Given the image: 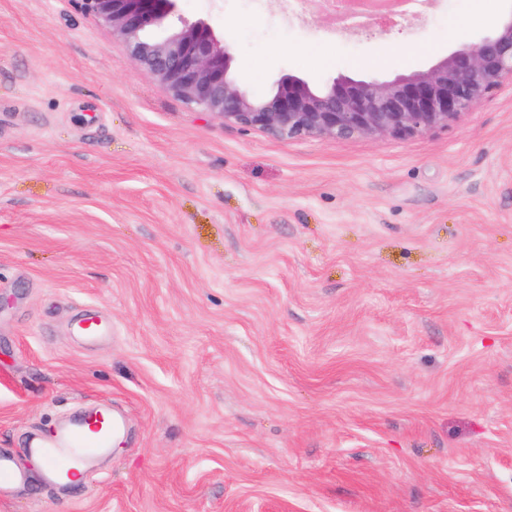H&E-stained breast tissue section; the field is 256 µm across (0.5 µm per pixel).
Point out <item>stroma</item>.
Segmentation results:
<instances>
[{
    "mask_svg": "<svg viewBox=\"0 0 512 512\" xmlns=\"http://www.w3.org/2000/svg\"><path fill=\"white\" fill-rule=\"evenodd\" d=\"M178 12L262 92L428 69L512 0ZM105 402L111 455L0 512H512V82L424 136L279 140L73 0H0V453Z\"/></svg>",
    "mask_w": 512,
    "mask_h": 512,
    "instance_id": "obj_1",
    "label": "stroma"
}]
</instances>
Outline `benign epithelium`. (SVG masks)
<instances>
[{
    "mask_svg": "<svg viewBox=\"0 0 512 512\" xmlns=\"http://www.w3.org/2000/svg\"><path fill=\"white\" fill-rule=\"evenodd\" d=\"M73 2L191 109L282 140L413 138L460 120L512 80V17L425 71L384 82L288 76L256 94L240 85L230 46L206 20L179 16L177 0Z\"/></svg>",
    "mask_w": 512,
    "mask_h": 512,
    "instance_id": "7a95c632",
    "label": "benign epithelium"
}]
</instances>
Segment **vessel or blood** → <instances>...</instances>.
I'll use <instances>...</instances> for the list:
<instances>
[{"instance_id":"b4317fda","label":"vessel or blood","mask_w":512,"mask_h":512,"mask_svg":"<svg viewBox=\"0 0 512 512\" xmlns=\"http://www.w3.org/2000/svg\"><path fill=\"white\" fill-rule=\"evenodd\" d=\"M122 428L115 416L98 415L28 445L26 452L46 464L51 480L74 481L91 458L111 451Z\"/></svg>"}]
</instances>
